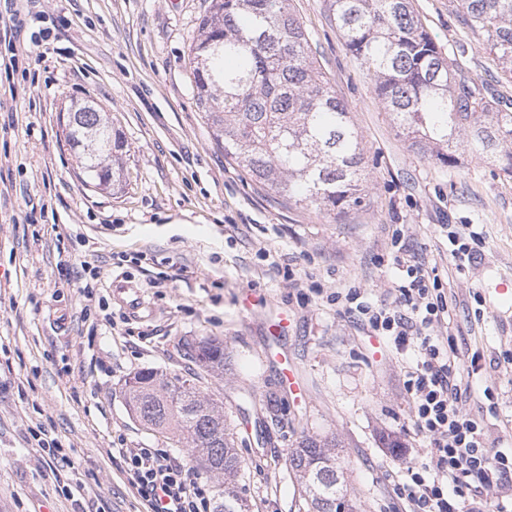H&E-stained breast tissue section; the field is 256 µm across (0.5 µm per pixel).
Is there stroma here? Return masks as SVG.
Segmentation results:
<instances>
[{
  "label": "stroma",
  "instance_id": "obj_1",
  "mask_svg": "<svg viewBox=\"0 0 512 512\" xmlns=\"http://www.w3.org/2000/svg\"><path fill=\"white\" fill-rule=\"evenodd\" d=\"M209 3L34 0L26 31L51 35L26 42L13 75L0 73V512H146L122 449L190 454L130 411L125 382L146 368L187 377L182 345L203 338L230 355L231 373L200 387L238 426L252 512H305L286 464L305 433L336 435L360 512H404L394 492L404 456L427 444L404 389L408 357L289 285L295 276L387 299L403 277L397 232L435 266L461 358L481 356L463 411L492 451L512 452V299L495 291L512 283V177L464 153L448 167L409 148L325 0H291L362 136L368 197L334 219L288 205L225 158L197 104L188 53ZM412 6L460 74L512 106V79L457 0ZM74 100L94 101L122 133L119 186L83 181L60 119ZM465 224L482 246L458 261L448 230ZM87 265L97 271L89 297L79 290ZM280 352L307 401L282 385ZM272 396L275 421L264 414ZM41 430L69 456L51 473Z\"/></svg>",
  "mask_w": 512,
  "mask_h": 512
}]
</instances>
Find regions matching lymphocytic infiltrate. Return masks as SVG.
Returning a JSON list of instances; mask_svg holds the SVG:
<instances>
[{
    "mask_svg": "<svg viewBox=\"0 0 512 512\" xmlns=\"http://www.w3.org/2000/svg\"><path fill=\"white\" fill-rule=\"evenodd\" d=\"M404 277L392 288V301L363 300L359 288L323 294L315 284L294 280L303 300L327 296L373 335L388 339L396 352L412 353L404 382L412 399L413 422L429 446L409 460L407 479L396 493L409 512H481L465 497L472 482L489 488L512 483V456L491 453L477 420L460 406L458 380L464 371L453 338L430 335L432 326H447L443 289L432 285V268L412 253L402 259ZM132 488L149 512H211L210 488L195 468L164 448H128L123 452Z\"/></svg>",
    "mask_w": 512,
    "mask_h": 512,
    "instance_id": "1",
    "label": "lymphocytic infiltrate"
}]
</instances>
